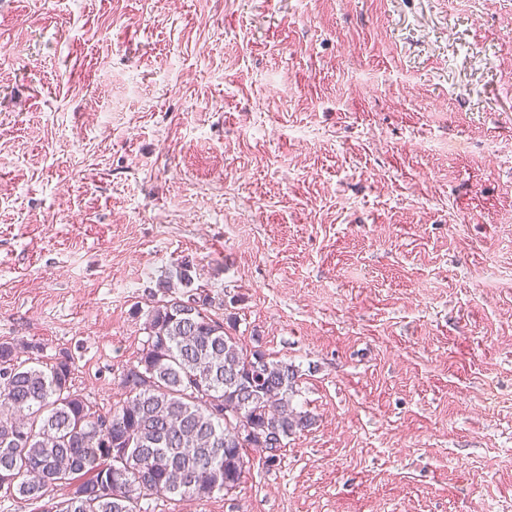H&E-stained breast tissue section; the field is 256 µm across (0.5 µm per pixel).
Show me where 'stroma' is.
I'll list each match as a JSON object with an SVG mask.
<instances>
[{
    "label": "stroma",
    "instance_id": "1",
    "mask_svg": "<svg viewBox=\"0 0 512 512\" xmlns=\"http://www.w3.org/2000/svg\"><path fill=\"white\" fill-rule=\"evenodd\" d=\"M184 258L316 422L154 512H512V0H0V341L107 411Z\"/></svg>",
    "mask_w": 512,
    "mask_h": 512
}]
</instances>
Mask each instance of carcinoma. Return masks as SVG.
Segmentation results:
<instances>
[{"mask_svg":"<svg viewBox=\"0 0 512 512\" xmlns=\"http://www.w3.org/2000/svg\"><path fill=\"white\" fill-rule=\"evenodd\" d=\"M194 274L183 259L157 281L146 339L123 369L126 400L104 413L74 391L69 355L26 367L20 344L0 342V476H19L12 493L42 512H148L140 501L233 491L250 449L273 467L312 426L293 405L295 366L228 335L212 303L183 292Z\"/></svg>","mask_w":512,"mask_h":512,"instance_id":"cac0c4a2","label":"carcinoma"}]
</instances>
